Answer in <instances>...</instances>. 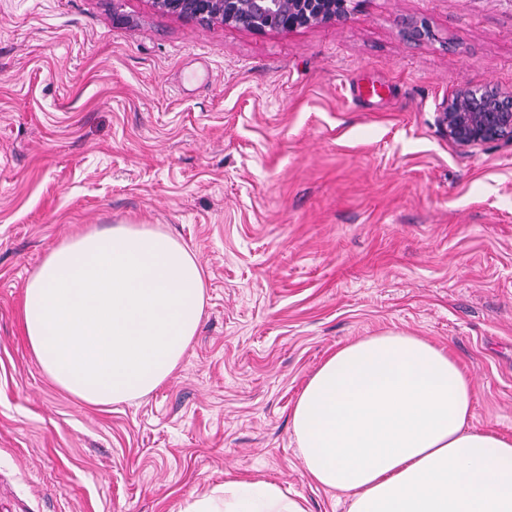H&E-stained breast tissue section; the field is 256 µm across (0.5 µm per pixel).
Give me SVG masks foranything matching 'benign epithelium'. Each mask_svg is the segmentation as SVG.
<instances>
[{
    "label": "benign epithelium",
    "instance_id": "1",
    "mask_svg": "<svg viewBox=\"0 0 512 512\" xmlns=\"http://www.w3.org/2000/svg\"><path fill=\"white\" fill-rule=\"evenodd\" d=\"M355 0H152L166 15L202 26L219 24L252 32H293L348 20ZM405 35L423 40L431 35L424 20H411ZM438 122L448 141L474 148L502 139L512 140V92L463 86L448 96Z\"/></svg>",
    "mask_w": 512,
    "mask_h": 512
}]
</instances>
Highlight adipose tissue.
<instances>
[{
	"label": "adipose tissue",
	"instance_id": "1",
	"mask_svg": "<svg viewBox=\"0 0 512 512\" xmlns=\"http://www.w3.org/2000/svg\"><path fill=\"white\" fill-rule=\"evenodd\" d=\"M206 305L196 255L146 224L85 231L26 281L22 318L46 375L93 406L162 386ZM472 383L450 352L387 330L330 354L304 385L291 428L312 481L347 512H512V435L473 427ZM181 512H308L268 480L228 479Z\"/></svg>",
	"mask_w": 512,
	"mask_h": 512
}]
</instances>
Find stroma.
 Wrapping results in <instances>:
<instances>
[{
	"label": "stroma",
	"mask_w": 512,
	"mask_h": 512,
	"mask_svg": "<svg viewBox=\"0 0 512 512\" xmlns=\"http://www.w3.org/2000/svg\"><path fill=\"white\" fill-rule=\"evenodd\" d=\"M466 85L512 91V0H359L263 33L150 0H0V512H179L233 476L347 512L290 413L331 352L388 329L449 349L473 426L512 434V141H448ZM120 223L186 244L207 304L168 382L89 407L33 354L23 289Z\"/></svg>",
	"instance_id": "obj_1"
}]
</instances>
